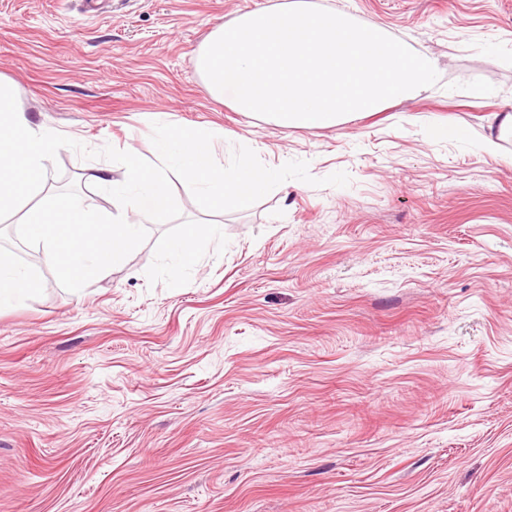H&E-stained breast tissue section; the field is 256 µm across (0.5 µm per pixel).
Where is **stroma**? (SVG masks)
<instances>
[{"label":"stroma","instance_id":"1","mask_svg":"<svg viewBox=\"0 0 512 512\" xmlns=\"http://www.w3.org/2000/svg\"><path fill=\"white\" fill-rule=\"evenodd\" d=\"M0 0V75L35 124L155 161L156 122L303 160L241 211L189 284H149L165 232L80 292L0 222L42 289L0 311V512H512V0H310L431 54L419 97L281 128L207 92L210 29L272 0ZM482 96H473V89ZM455 126L442 140L434 124ZM496 139L498 156L482 149ZM46 186L112 213L63 148Z\"/></svg>","mask_w":512,"mask_h":512}]
</instances>
